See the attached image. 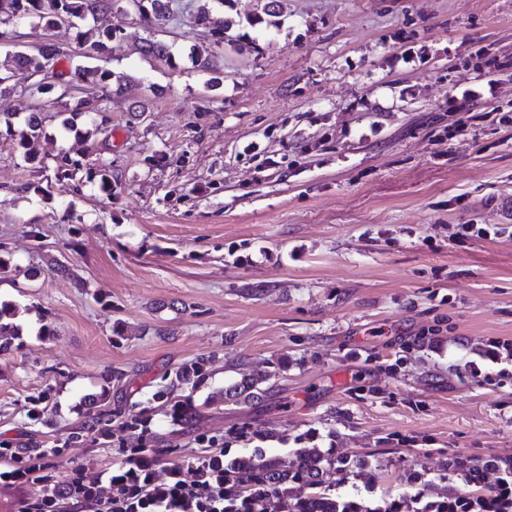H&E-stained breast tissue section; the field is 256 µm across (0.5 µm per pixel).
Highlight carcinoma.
<instances>
[{
  "instance_id": "obj_1",
  "label": "carcinoma",
  "mask_w": 512,
  "mask_h": 512,
  "mask_svg": "<svg viewBox=\"0 0 512 512\" xmlns=\"http://www.w3.org/2000/svg\"><path fill=\"white\" fill-rule=\"evenodd\" d=\"M174 0H129V6L139 16L143 25L156 32L165 27L173 14ZM262 14L247 18L251 26L265 23L280 27L283 16L282 0H262ZM112 0H0V34L10 35V28L35 22L45 29H54L63 24L75 29V40L87 48L88 56L104 54L112 49V41L118 38L112 28L82 29L80 23L96 19ZM198 22L212 26L213 46L224 43L226 34L235 25L228 18H214L211 11L202 5L197 11ZM142 53L165 62L169 68H179V60L169 46L161 40H148L142 46ZM67 53L54 45L53 55L47 56L42 50L29 54L18 50L10 60L0 66V92L14 89L25 81L23 93L33 100H39L52 90L59 91V97L74 101L72 115L85 117L89 124L78 135L90 139L108 131L109 118L104 102L112 93L123 92L130 84L128 77L117 75L110 70L77 67L73 76L80 78L84 85H75L60 72L55 81L44 82L42 72ZM214 52L210 48L193 47L188 54L192 65L201 70L212 68ZM25 131L19 145L24 149V159L37 161L36 153L30 150L31 142L43 135V119L38 112H30L24 119ZM279 376L277 371H265L244 377L224 389V400L249 402L270 389V381ZM361 468V461L336 459L314 446L294 449V459L268 457L261 450L248 456L237 457L224 464V512L240 500L249 498L253 505L266 512V505L273 499H283L288 491L297 486L303 496L287 505H281L285 512H512V457L479 461L465 456H453L448 462V494L440 501L424 499V495H406L399 500H371L357 496L342 495L336 487L349 481V476ZM492 468L501 474V487L495 496L478 490L462 491L451 485L457 477L464 484L473 481L479 471ZM339 475L336 483L326 480L330 472Z\"/></svg>"
}]
</instances>
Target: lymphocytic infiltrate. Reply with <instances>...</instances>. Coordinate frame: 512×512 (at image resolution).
I'll use <instances>...</instances> for the list:
<instances>
[{"mask_svg": "<svg viewBox=\"0 0 512 512\" xmlns=\"http://www.w3.org/2000/svg\"><path fill=\"white\" fill-rule=\"evenodd\" d=\"M210 451L162 466L149 448H117L118 463L93 472L85 465L65 475L52 471L49 453L20 455L0 447V488L29 485L31 497L14 512H224V451Z\"/></svg>", "mask_w": 512, "mask_h": 512, "instance_id": "f902f5d3", "label": "lymphocytic infiltrate"}]
</instances>
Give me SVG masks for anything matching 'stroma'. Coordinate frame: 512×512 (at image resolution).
<instances>
[{
  "label": "stroma",
  "mask_w": 512,
  "mask_h": 512,
  "mask_svg": "<svg viewBox=\"0 0 512 512\" xmlns=\"http://www.w3.org/2000/svg\"><path fill=\"white\" fill-rule=\"evenodd\" d=\"M202 4L243 21L208 71L184 58L213 41ZM259 8L182 0L159 35L173 71L113 0L99 23L119 37L98 64L134 83L88 142L64 130L57 93L0 95L15 115L0 304L18 328L0 352V442L59 449L63 475L111 466L121 444L177 463L202 437L284 458L304 436L366 461L347 492L395 499L417 473L440 498L449 454L512 455V356H491L512 345V0H283L270 30L246 25ZM48 37L74 46L69 27L28 23L0 60ZM36 105L29 164L19 133ZM62 148L79 168L60 179ZM283 359L262 397L224 400ZM138 416L149 433L128 428ZM141 50L145 56L164 61L172 70L179 68V60L171 52L169 46L161 40H147Z\"/></svg>",
  "instance_id": "1"
}]
</instances>
